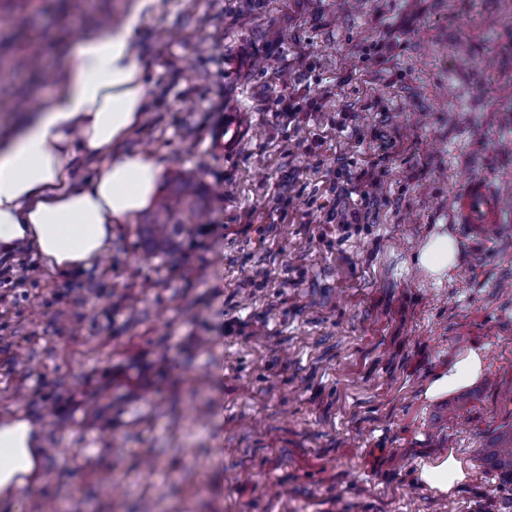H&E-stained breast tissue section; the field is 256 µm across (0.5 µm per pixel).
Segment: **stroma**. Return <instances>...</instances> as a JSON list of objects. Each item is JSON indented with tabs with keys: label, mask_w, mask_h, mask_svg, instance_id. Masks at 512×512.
I'll return each mask as SVG.
<instances>
[{
	"label": "stroma",
	"mask_w": 512,
	"mask_h": 512,
	"mask_svg": "<svg viewBox=\"0 0 512 512\" xmlns=\"http://www.w3.org/2000/svg\"><path fill=\"white\" fill-rule=\"evenodd\" d=\"M130 4L0 0V131ZM136 51L148 98L120 150L196 179L221 231L155 255L138 216L67 275L14 252L0 422L20 403L42 432L0 512H512L483 460L512 424V0H155ZM288 84L320 111L288 122ZM234 100L253 126L212 160ZM474 174L502 229L435 281L415 255L457 234ZM469 348L484 370L453 419L425 390ZM444 454L466 477L440 495L419 473ZM247 112L234 104L218 112L199 143L201 151L215 160H224L226 154L237 150L248 127Z\"/></svg>",
	"instance_id": "obj_1"
}]
</instances>
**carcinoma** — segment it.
<instances>
[{
    "label": "carcinoma",
    "mask_w": 512,
    "mask_h": 512,
    "mask_svg": "<svg viewBox=\"0 0 512 512\" xmlns=\"http://www.w3.org/2000/svg\"><path fill=\"white\" fill-rule=\"evenodd\" d=\"M207 202L191 181L176 180L170 194L161 197L142 224V234L153 250L163 251L203 223ZM486 461L503 479L512 481V425L500 428L486 451Z\"/></svg>",
    "instance_id": "carcinoma-1"
}]
</instances>
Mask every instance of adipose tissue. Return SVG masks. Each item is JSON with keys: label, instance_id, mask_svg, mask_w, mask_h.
Returning a JSON list of instances; mask_svg holds the SVG:
<instances>
[{"label": "adipose tissue", "instance_id": "adipose-tissue-1", "mask_svg": "<svg viewBox=\"0 0 512 512\" xmlns=\"http://www.w3.org/2000/svg\"><path fill=\"white\" fill-rule=\"evenodd\" d=\"M155 0H134L120 22L84 33L64 57L51 95L24 129L0 134V250L29 244L54 273L88 267L106 247L112 227L155 201L162 164L140 154L113 155L138 125L147 83L135 43ZM100 165L88 186L75 187V159ZM459 245L430 235L415 260L430 277L446 278ZM480 350H468L437 374L426 394L437 397L477 379ZM38 429L26 420L0 423V490L36 468Z\"/></svg>", "mask_w": 512, "mask_h": 512}]
</instances>
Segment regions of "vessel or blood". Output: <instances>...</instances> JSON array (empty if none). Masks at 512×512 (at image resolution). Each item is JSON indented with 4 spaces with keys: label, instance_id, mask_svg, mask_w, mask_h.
<instances>
[{
    "label": "vessel or blood",
    "instance_id": "b4317fda",
    "mask_svg": "<svg viewBox=\"0 0 512 512\" xmlns=\"http://www.w3.org/2000/svg\"><path fill=\"white\" fill-rule=\"evenodd\" d=\"M248 127L247 112L231 104L217 113L199 143L201 151L213 159H223L242 144ZM452 223L468 234L486 235L499 224L501 202L490 178L473 176L461 182L454 195Z\"/></svg>",
    "mask_w": 512,
    "mask_h": 512
}]
</instances>
